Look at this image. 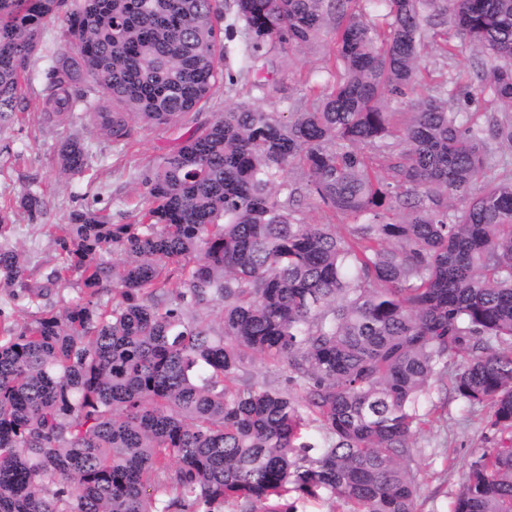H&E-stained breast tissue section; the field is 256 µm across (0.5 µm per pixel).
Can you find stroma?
I'll use <instances>...</instances> for the list:
<instances>
[{
  "label": "stroma",
  "mask_w": 512,
  "mask_h": 512,
  "mask_svg": "<svg viewBox=\"0 0 512 512\" xmlns=\"http://www.w3.org/2000/svg\"><path fill=\"white\" fill-rule=\"evenodd\" d=\"M224 22L234 28L233 38L225 42L227 61L235 73L234 83L217 84L210 103L190 113L178 126L150 129L138 125L131 138L119 144L100 136L91 125L80 120L70 126H58L40 119L48 84L49 56L61 35L57 23L47 24L40 50L31 61L25 90L24 103L30 119L0 132V200H14L22 192L33 189L45 203L44 213L38 218L30 217L19 207L11 214L13 231L8 243L25 249L31 285H45L59 262L52 225L61 223L70 212L87 207L106 209L116 224L134 222L133 187L140 171L175 150L186 132L209 120L212 113L223 111L240 100L257 97V90L251 87V76L240 71L245 46L243 25L229 11L224 14ZM432 40V46L425 49L429 86L456 81L468 85L469 97L452 98L449 104L475 113L478 121H486L497 108L478 86L474 68L479 55L465 48L454 61L437 60L434 44L457 40L454 29L447 23L433 29ZM330 49L329 37L323 36L303 52L281 58L284 94L289 101L303 108L310 106V89L322 79ZM71 137L88 144L93 159L81 173L62 177L57 169V150ZM495 439L487 423L486 410L449 399L444 421L426 429L417 440L416 462L425 474L416 503L417 512H451L474 453L492 447Z\"/></svg>",
  "instance_id": "35a3bbf8"
}]
</instances>
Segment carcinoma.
<instances>
[{"instance_id": "obj_1", "label": "carcinoma", "mask_w": 512, "mask_h": 512, "mask_svg": "<svg viewBox=\"0 0 512 512\" xmlns=\"http://www.w3.org/2000/svg\"><path fill=\"white\" fill-rule=\"evenodd\" d=\"M234 6L261 100L213 113L141 173L135 222L86 208L55 225L51 284L77 275L79 300L0 318V512H299L323 496L416 512L417 439L448 390L498 434L452 512H512V169L498 158L512 154V0ZM60 16L45 122L86 107L120 142L232 77L224 0H0V131L22 120ZM437 17L490 61L478 77L502 116L480 124L443 90L416 93ZM323 35L333 68L311 106L261 104L282 86L256 59ZM392 96L409 98L399 135ZM90 159L70 138L59 172ZM303 192L353 223H307ZM17 203L42 214L35 192ZM27 264L0 244V286L39 309ZM253 358L288 387L243 377Z\"/></svg>"}]
</instances>
